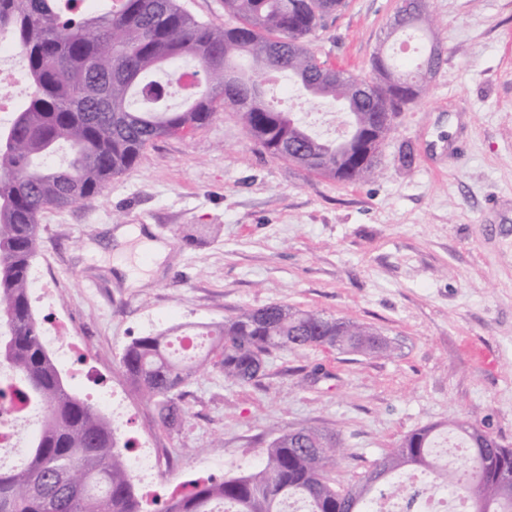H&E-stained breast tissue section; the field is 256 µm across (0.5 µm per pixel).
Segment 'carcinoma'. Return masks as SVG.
Masks as SVG:
<instances>
[{
    "instance_id": "1",
    "label": "carcinoma",
    "mask_w": 512,
    "mask_h": 512,
    "mask_svg": "<svg viewBox=\"0 0 512 512\" xmlns=\"http://www.w3.org/2000/svg\"><path fill=\"white\" fill-rule=\"evenodd\" d=\"M84 2L0 0V32L11 37L32 85L0 129V363L16 377L12 395L43 410L27 463L0 468V512H152L127 472L129 445L119 444L108 417L65 388L43 342L29 296L40 213L100 194L149 143L208 122L219 100L269 154L291 163L304 159L306 170L337 181L369 179L394 117L413 102L396 88L419 81L436 47L431 41L400 65L379 50L367 78L333 68L309 47L342 0H224L222 27L191 15L179 0H116L118 7L104 13ZM426 24V0H420L391 34L412 37ZM184 65L197 69L199 86L171 107L170 88ZM283 75L299 93L345 109L348 133L323 137L268 103L265 85ZM367 146L372 159L355 163ZM213 333L212 349L224 352V378L240 384L255 381L256 361L275 350L377 355L391 348L370 327L280 304L246 310ZM205 361L170 356L165 336L157 334L133 340L120 364L161 423L172 426L182 415L184 387ZM454 430L465 457L453 473L434 461L436 427H423L344 492L329 476L340 453L336 436L286 430L261 449L257 467L219 481L194 480L159 512H284L290 501L303 503L305 512H369L377 492L406 497L416 470L469 501L471 512H512V490L503 492L488 465L495 458L511 469L512 448L465 423Z\"/></svg>"
}]
</instances>
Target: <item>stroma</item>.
<instances>
[{
  "label": "stroma",
  "instance_id": "1",
  "mask_svg": "<svg viewBox=\"0 0 512 512\" xmlns=\"http://www.w3.org/2000/svg\"><path fill=\"white\" fill-rule=\"evenodd\" d=\"M398 6L344 0L310 48L368 74L378 48L399 45ZM428 16L444 63L397 115L374 178L330 180L275 158L219 103L208 124L147 145L100 194L41 214L32 266L51 272L54 311L101 382L125 385L121 434L158 447L157 497L249 469L301 427L340 438V488L425 426L464 421L512 448V0H428ZM266 96L337 136L335 103L305 102L285 76ZM125 226L165 248L134 285L116 266L141 245L117 243ZM272 303L359 322L393 348L278 351L245 385L212 353L172 429L128 386L120 357L135 338Z\"/></svg>",
  "mask_w": 512,
  "mask_h": 512
}]
</instances>
